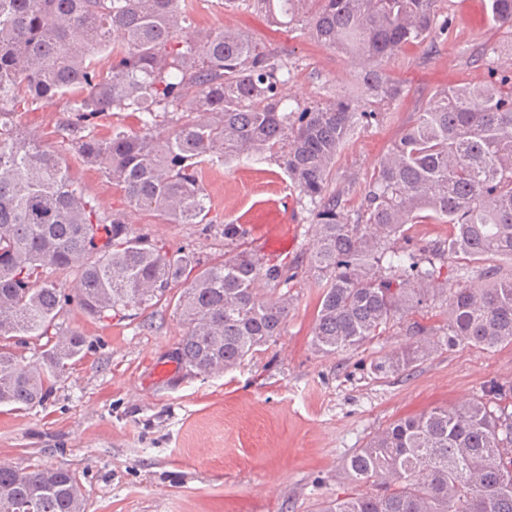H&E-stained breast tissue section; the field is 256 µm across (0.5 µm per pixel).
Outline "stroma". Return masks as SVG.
Instances as JSON below:
<instances>
[{
	"mask_svg": "<svg viewBox=\"0 0 512 512\" xmlns=\"http://www.w3.org/2000/svg\"><path fill=\"white\" fill-rule=\"evenodd\" d=\"M488 4L439 0L447 36L434 50L411 45L385 62L401 95L384 103L383 120L357 129L331 171L349 220L378 159L435 91L512 69V29L491 23ZM198 21L245 31L287 58L284 93L304 107L347 95L362 69L359 59L314 43L303 21L286 31L264 13L220 0H210ZM73 173L102 210L124 213L135 232L166 247L190 248L204 262L222 258L232 249L222 229L233 222L249 231L245 248L297 272L281 335L211 376L176 362L186 328L173 305L133 319H96L74 306L64 312L63 327L85 340L81 357L43 404L0 411V461L75 470L87 512H315L323 500L356 493L346 460L393 420L454 407L493 383L512 385V346H449L441 303L429 320L439 329L434 349L404 371L382 378L371 369L394 349L418 344L404 319L358 349L317 352L315 223L278 162L243 156L213 168L207 189L216 223L207 232L128 210L95 168L77 163Z\"/></svg>",
	"mask_w": 512,
	"mask_h": 512,
	"instance_id": "35a3bbf8",
	"label": "stroma"
}]
</instances>
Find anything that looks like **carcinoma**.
Instances as JSON below:
<instances>
[{
    "mask_svg": "<svg viewBox=\"0 0 512 512\" xmlns=\"http://www.w3.org/2000/svg\"><path fill=\"white\" fill-rule=\"evenodd\" d=\"M187 0H0V407L40 405L84 339L58 320L72 304L97 319L131 317L172 300L187 332L180 366L232 370L275 340L288 321L296 272L241 250L204 264L105 212L71 176L65 157L22 116L64 99L61 142L97 167L130 208L166 224L215 223L206 166L274 160L308 199L316 224L311 265L321 288L313 343L356 349L403 314L443 299L448 344L512 345V76L436 91L380 157L359 221L345 220L330 188L341 147L381 113L357 95L290 108L288 60L238 30L182 32ZM491 20L512 28V0H490ZM438 0H224L288 27L307 15L313 39L373 64L359 79L380 103L401 89L382 62L448 30ZM120 38L113 39V32ZM137 128L122 123V113ZM448 225L422 242L411 230ZM462 255L461 286L441 287L445 256ZM72 275L77 289L63 281ZM270 286L263 297L258 284ZM46 339L27 357L25 337ZM430 350L425 341L373 364L385 376ZM512 386L493 384L453 410L393 421L345 464L366 490L325 500L318 512H512ZM0 512H86L79 476L54 466L0 465Z\"/></svg>",
    "mask_w": 512,
    "mask_h": 512,
    "instance_id": "carcinoma-1",
    "label": "carcinoma"
}]
</instances>
